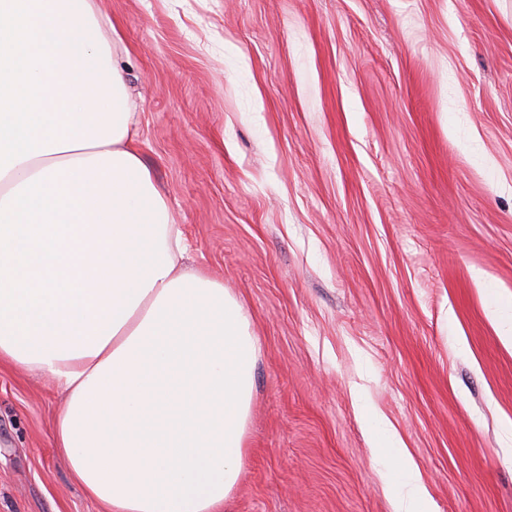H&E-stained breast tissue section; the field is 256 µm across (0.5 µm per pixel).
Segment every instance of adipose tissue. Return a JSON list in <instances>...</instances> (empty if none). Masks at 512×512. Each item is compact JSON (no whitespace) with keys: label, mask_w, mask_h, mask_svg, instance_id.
Here are the masks:
<instances>
[{"label":"adipose tissue","mask_w":512,"mask_h":512,"mask_svg":"<svg viewBox=\"0 0 512 512\" xmlns=\"http://www.w3.org/2000/svg\"><path fill=\"white\" fill-rule=\"evenodd\" d=\"M185 253L89 0H0V363L67 393L55 446L104 512H223L240 479L258 339ZM366 426L394 512H432Z\"/></svg>","instance_id":"1"}]
</instances>
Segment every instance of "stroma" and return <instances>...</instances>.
I'll use <instances>...</instances> for the list:
<instances>
[{"mask_svg":"<svg viewBox=\"0 0 512 512\" xmlns=\"http://www.w3.org/2000/svg\"><path fill=\"white\" fill-rule=\"evenodd\" d=\"M91 5L188 267L258 338L224 512H393L368 413L436 512H512V0ZM65 401L0 365V512H101Z\"/></svg>","mask_w":512,"mask_h":512,"instance_id":"35a3bbf8","label":"stroma"}]
</instances>
